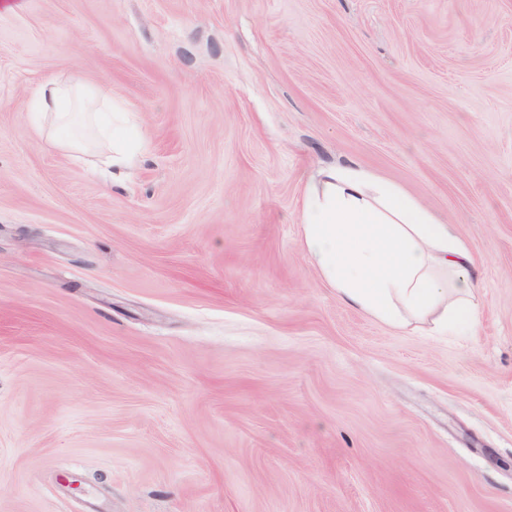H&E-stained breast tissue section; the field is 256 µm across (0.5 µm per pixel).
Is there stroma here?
<instances>
[{
    "label": "stroma",
    "mask_w": 512,
    "mask_h": 512,
    "mask_svg": "<svg viewBox=\"0 0 512 512\" xmlns=\"http://www.w3.org/2000/svg\"><path fill=\"white\" fill-rule=\"evenodd\" d=\"M49 75L121 179L35 137ZM352 161L455 224L474 330L319 273ZM0 512H512V0H0ZM33 100L38 112L50 118L56 129L71 128L79 114L86 129L91 130L98 126L100 112H114L112 124L101 133L111 144L105 163L112 180L123 175L130 166L131 157L121 147V129L125 122L122 112L125 111L114 103L109 89L81 88L72 82L47 76L36 87Z\"/></svg>",
    "instance_id": "1"
}]
</instances>
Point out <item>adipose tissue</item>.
<instances>
[{"label":"adipose tissue","mask_w":512,"mask_h":512,"mask_svg":"<svg viewBox=\"0 0 512 512\" xmlns=\"http://www.w3.org/2000/svg\"><path fill=\"white\" fill-rule=\"evenodd\" d=\"M33 100L57 129L79 120L91 130L100 113H113L103 132L111 144L105 163L113 175L130 166L125 118L109 89L49 76ZM301 221L305 252L346 303L396 326L429 319L475 327L464 243L454 225L401 187L354 163L318 170L307 183Z\"/></svg>","instance_id":"obj_1"}]
</instances>
